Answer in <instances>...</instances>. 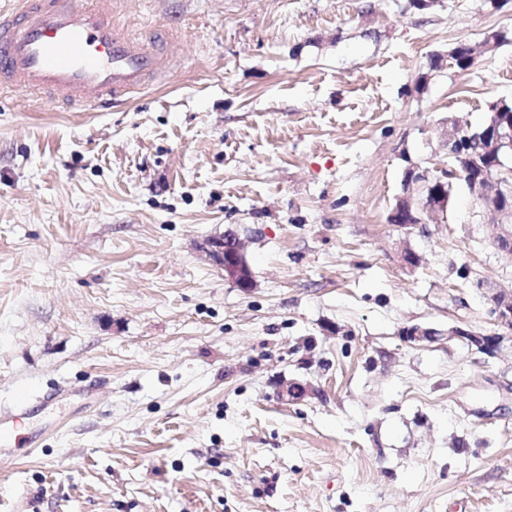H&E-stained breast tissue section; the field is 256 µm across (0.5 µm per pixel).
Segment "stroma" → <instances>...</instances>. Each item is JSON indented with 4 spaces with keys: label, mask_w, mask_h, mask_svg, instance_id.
Returning a JSON list of instances; mask_svg holds the SVG:
<instances>
[{
    "label": "stroma",
    "mask_w": 512,
    "mask_h": 512,
    "mask_svg": "<svg viewBox=\"0 0 512 512\" xmlns=\"http://www.w3.org/2000/svg\"><path fill=\"white\" fill-rule=\"evenodd\" d=\"M112 14L168 38L144 89H0V512H512V338L450 334L499 332L476 284L512 290V262L460 183L444 222L388 221L409 164L447 169L449 120L512 99V0ZM224 234L250 290L200 251ZM96 381L97 406L38 401ZM450 334L451 336L465 339L470 345L476 346L477 349L487 353H492L497 349L503 339V337L498 334L474 333L460 327L452 328Z\"/></svg>",
    "instance_id": "obj_1"
}]
</instances>
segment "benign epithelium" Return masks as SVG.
<instances>
[{
  "label": "benign epithelium",
  "mask_w": 512,
  "mask_h": 512,
  "mask_svg": "<svg viewBox=\"0 0 512 512\" xmlns=\"http://www.w3.org/2000/svg\"><path fill=\"white\" fill-rule=\"evenodd\" d=\"M489 141L491 147L498 149L499 155L494 159L493 182L495 190L480 202V210L490 224L495 227L494 246L502 256L512 261V224L504 218L512 216V206H501L497 201L504 198L512 201V119L490 123L485 129L467 128L461 130L456 121L448 120V156L454 157L474 169L480 166L479 159L464 152V141ZM457 178L463 174L454 169L451 173L430 176L428 169L417 171L411 169L406 173L405 193L399 197L390 213L393 223L406 226L430 224L436 221L441 211L446 209V183L448 176ZM208 260L224 271V277L234 282L237 287L248 290L253 287L251 271L246 260L244 248L239 238L233 235L212 237L202 246ZM478 287L490 292V313L496 322L512 331V291L496 290L490 285L479 282ZM450 336L466 340L477 349L491 353L502 341L498 334H480L454 327Z\"/></svg>",
  "instance_id": "7a95c632"
}]
</instances>
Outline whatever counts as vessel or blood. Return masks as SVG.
Masks as SVG:
<instances>
[{
  "instance_id": "vessel-or-blood-1",
  "label": "vessel or blood",
  "mask_w": 512,
  "mask_h": 512,
  "mask_svg": "<svg viewBox=\"0 0 512 512\" xmlns=\"http://www.w3.org/2000/svg\"><path fill=\"white\" fill-rule=\"evenodd\" d=\"M0 13V84L18 85L78 107L139 89L164 65V36L130 37L112 19V0H22Z\"/></svg>"
}]
</instances>
